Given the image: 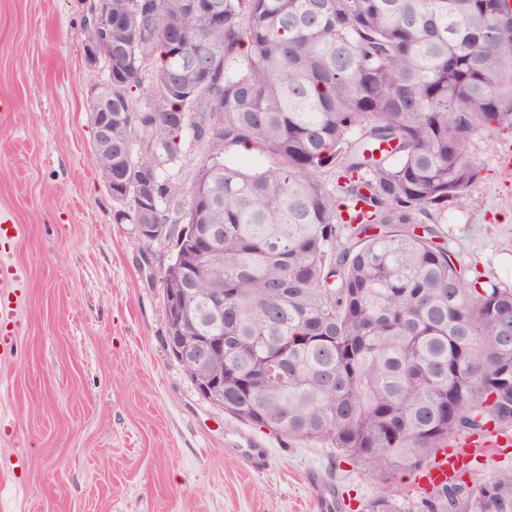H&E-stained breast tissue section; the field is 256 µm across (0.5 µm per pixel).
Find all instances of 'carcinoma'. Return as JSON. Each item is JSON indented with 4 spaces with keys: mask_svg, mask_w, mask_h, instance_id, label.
I'll use <instances>...</instances> for the list:
<instances>
[{
    "mask_svg": "<svg viewBox=\"0 0 512 512\" xmlns=\"http://www.w3.org/2000/svg\"><path fill=\"white\" fill-rule=\"evenodd\" d=\"M110 8L112 155L94 161L116 223L201 255L185 322L166 326L224 338L202 366L169 349L192 381L224 375V411L381 479L511 422L512 290L467 272L436 215L480 176L471 140L512 111V0ZM187 135L205 147L189 184ZM160 281L167 302L186 287L168 267ZM432 497L512 512V471ZM363 512L401 510L385 494Z\"/></svg>",
    "mask_w": 512,
    "mask_h": 512,
    "instance_id": "cac0c4a2",
    "label": "carcinoma"
}]
</instances>
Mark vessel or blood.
<instances>
[{
  "mask_svg": "<svg viewBox=\"0 0 512 512\" xmlns=\"http://www.w3.org/2000/svg\"><path fill=\"white\" fill-rule=\"evenodd\" d=\"M22 282L21 273L13 266L0 261V329L14 321V308L10 299ZM512 442V433L501 429H490L481 438L460 443L452 450L437 452L432 460L416 473V483L427 489L453 481L466 457L492 452L501 442Z\"/></svg>",
  "mask_w": 512,
  "mask_h": 512,
  "instance_id": "obj_1",
  "label": "vessel or blood"
}]
</instances>
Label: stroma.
<instances>
[{"instance_id": "stroma-1", "label": "stroma", "mask_w": 512, "mask_h": 512, "mask_svg": "<svg viewBox=\"0 0 512 512\" xmlns=\"http://www.w3.org/2000/svg\"><path fill=\"white\" fill-rule=\"evenodd\" d=\"M84 0H0V209L24 227L4 251L21 270L0 349V512H338L392 491L403 512L431 494L380 481L315 442L287 444L204 400L165 344L167 241L144 243L93 162ZM512 129L474 138L479 179L440 215L441 241L512 288ZM250 436L273 460L253 472Z\"/></svg>"}]
</instances>
